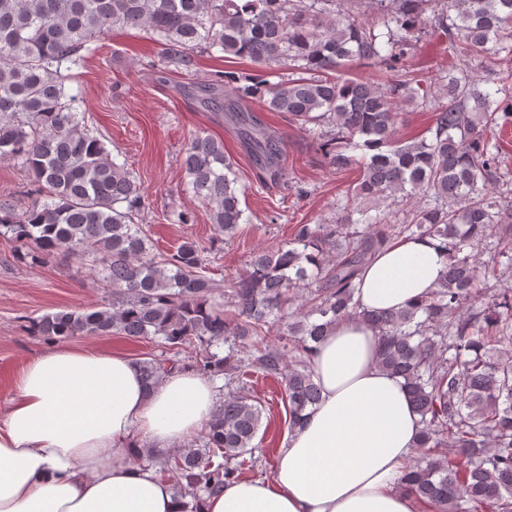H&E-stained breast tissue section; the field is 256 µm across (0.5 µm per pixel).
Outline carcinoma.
<instances>
[{
	"instance_id": "1",
	"label": "carcinoma",
	"mask_w": 512,
	"mask_h": 512,
	"mask_svg": "<svg viewBox=\"0 0 512 512\" xmlns=\"http://www.w3.org/2000/svg\"><path fill=\"white\" fill-rule=\"evenodd\" d=\"M434 32L462 61L434 96L431 137H396L397 104L417 106L409 72L380 84L352 78L354 66L398 70L409 35L429 2ZM334 0H0V159L20 164L45 200L19 212L0 202V236L27 248L16 258L59 252L88 268L106 290L98 307L61 310L30 321L46 341L75 336L154 338L180 355L138 362L151 389L167 373L209 376L250 368L284 383L290 428L320 401L309 358L330 327L358 316L377 331L378 364L403 380L420 416L405 491L435 512H512V289L483 302L478 248L493 234L512 243V204L494 200L500 179L488 133L512 108V75L480 89L472 60L512 53V0H372V22ZM116 28L146 32L162 67L189 70L216 51L277 71L247 84L224 71L199 88L204 106L222 99L254 163L278 180L276 148L246 103L307 128L335 129L328 155L338 169L359 163L352 208L329 224H298L287 244L251 256L231 279L226 308L212 299L202 249L192 242L158 255L145 228L144 192L86 128L66 89L90 44ZM182 167L211 223L229 239L244 210L224 140L202 131L185 146ZM417 203L399 233L440 242L447 263L436 287L400 311L360 312L356 279L393 240L383 207ZM361 219H352L353 213ZM365 225L360 231L356 224ZM299 300L293 311L285 307ZM283 326L281 345L264 342ZM228 345L220 357L210 348ZM264 405L227 392L206 426L203 447L170 457L183 492H212L239 478L232 462L253 453ZM224 455V464L212 457Z\"/></svg>"
}]
</instances>
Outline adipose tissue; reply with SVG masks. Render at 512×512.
Returning <instances> with one entry per match:
<instances>
[{
	"instance_id": "adipose-tissue-1",
	"label": "adipose tissue",
	"mask_w": 512,
	"mask_h": 512,
	"mask_svg": "<svg viewBox=\"0 0 512 512\" xmlns=\"http://www.w3.org/2000/svg\"><path fill=\"white\" fill-rule=\"evenodd\" d=\"M444 264L434 240L392 243L362 271L354 299L363 311L401 309L435 287ZM377 357L374 330L338 320L311 359L320 401L271 475L204 496L200 512H425L398 487L419 416ZM216 404L214 386L191 371L149 391L123 354L46 350L0 411V512H188L191 497L139 458L173 449Z\"/></svg>"
}]
</instances>
